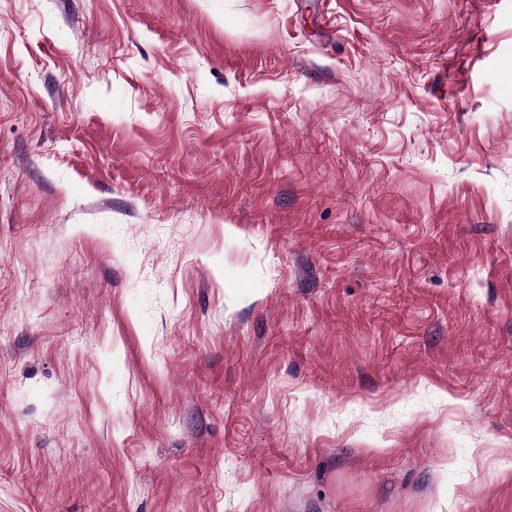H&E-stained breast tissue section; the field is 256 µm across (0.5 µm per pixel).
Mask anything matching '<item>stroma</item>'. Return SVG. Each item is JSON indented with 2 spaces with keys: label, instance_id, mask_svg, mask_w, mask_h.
Wrapping results in <instances>:
<instances>
[{
  "label": "stroma",
  "instance_id": "stroma-1",
  "mask_svg": "<svg viewBox=\"0 0 512 512\" xmlns=\"http://www.w3.org/2000/svg\"><path fill=\"white\" fill-rule=\"evenodd\" d=\"M0 512H512V0H0Z\"/></svg>",
  "mask_w": 512,
  "mask_h": 512
}]
</instances>
